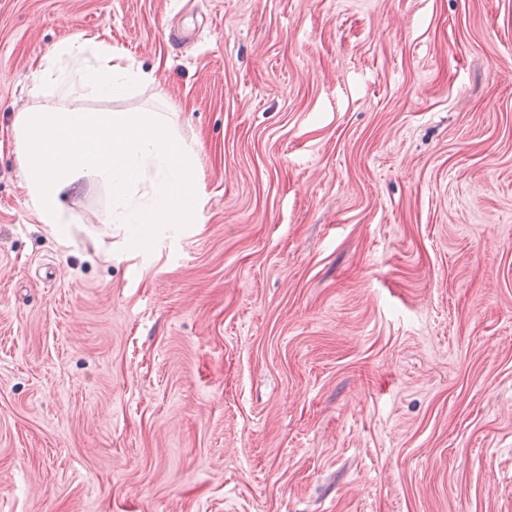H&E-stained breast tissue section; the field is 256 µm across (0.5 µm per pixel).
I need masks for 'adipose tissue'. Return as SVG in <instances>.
<instances>
[{
  "label": "adipose tissue",
  "mask_w": 512,
  "mask_h": 512,
  "mask_svg": "<svg viewBox=\"0 0 512 512\" xmlns=\"http://www.w3.org/2000/svg\"><path fill=\"white\" fill-rule=\"evenodd\" d=\"M50 83L61 84V102L43 103ZM155 83L154 71L134 65L96 35L64 42L43 58L32 74V104L13 121L20 173L41 223H71L64 201L85 182L106 187V223L139 226L131 247L147 243L158 226L200 223L195 156L166 113L88 112L80 106L91 97L121 99ZM152 165L161 171L152 200L134 206L133 195Z\"/></svg>",
  "instance_id": "adipose-tissue-1"
}]
</instances>
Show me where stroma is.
<instances>
[{"label":"stroma","mask_w":512,"mask_h":512,"mask_svg":"<svg viewBox=\"0 0 512 512\" xmlns=\"http://www.w3.org/2000/svg\"><path fill=\"white\" fill-rule=\"evenodd\" d=\"M98 33L197 159L143 249L19 171ZM0 512H512V0H0Z\"/></svg>","instance_id":"obj_1"}]
</instances>
